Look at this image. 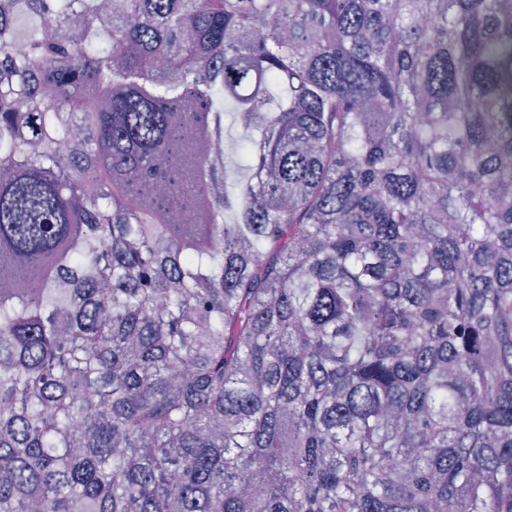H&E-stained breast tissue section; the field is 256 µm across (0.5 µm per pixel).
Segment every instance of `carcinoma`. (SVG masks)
<instances>
[{
    "instance_id": "obj_1",
    "label": "carcinoma",
    "mask_w": 512,
    "mask_h": 512,
    "mask_svg": "<svg viewBox=\"0 0 512 512\" xmlns=\"http://www.w3.org/2000/svg\"><path fill=\"white\" fill-rule=\"evenodd\" d=\"M0 512H512V0H0ZM233 110L232 102L224 103V148L231 159H235L239 146L245 138L243 129L234 122L230 115Z\"/></svg>"
}]
</instances>
